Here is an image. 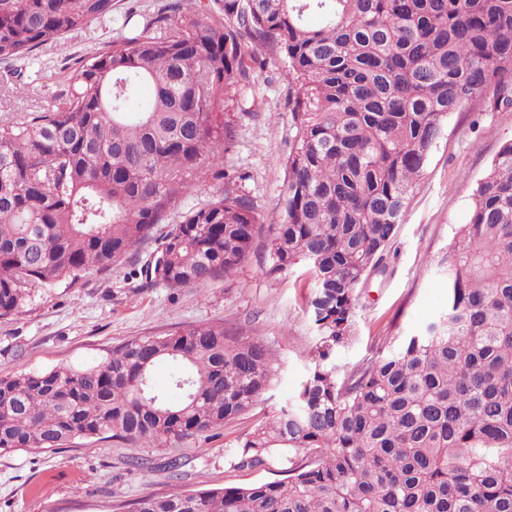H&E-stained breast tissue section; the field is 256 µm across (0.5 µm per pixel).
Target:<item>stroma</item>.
<instances>
[{
	"label": "stroma",
	"instance_id": "35a3bbf8",
	"mask_svg": "<svg viewBox=\"0 0 512 512\" xmlns=\"http://www.w3.org/2000/svg\"><path fill=\"white\" fill-rule=\"evenodd\" d=\"M170 0H113L111 18L40 49L25 61H0V122H19L56 103L67 87V68L93 56L134 22L156 15ZM29 91L9 93L13 72ZM284 65L268 59L255 83L253 111L238 113L236 138L224 163L241 174L240 188L267 221L278 219L288 141L292 135ZM512 140V111L485 98L449 120L433 150L403 224L398 225L384 266L361 290L356 339L336 362L351 366L374 355L393 336L421 330L446 306V282L433 260L445 252L455 228L466 223L471 194L501 145ZM224 189L211 181L170 211L151 236L106 273L88 274L32 293L22 312L0 318V375L47 371L100 361L133 336L160 335L189 323H221L257 337L280 366L263 400L234 421L201 436L155 448L114 438L81 439L52 453L17 450L0 455V512H124L132 499L166 493L174 486L197 490L244 486L274 479L265 470L233 468L228 455L236 439L285 405L303 378L302 352L312 338L307 314L313 288L305 268L272 280L264 273L265 240H256L245 263L203 287L148 284L138 274L163 235L185 212L208 204ZM143 457L150 468L131 466ZM176 463L172 481L167 463Z\"/></svg>",
	"mask_w": 512,
	"mask_h": 512
}]
</instances>
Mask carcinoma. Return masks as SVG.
Here are the masks:
<instances>
[{
  "mask_svg": "<svg viewBox=\"0 0 512 512\" xmlns=\"http://www.w3.org/2000/svg\"><path fill=\"white\" fill-rule=\"evenodd\" d=\"M214 5L181 24L174 0L74 62L53 108L0 122V318L37 288L112 270L222 179L224 193L186 213L141 275L199 288L265 236L268 277L310 272L313 363L230 455L281 478L145 494L130 512H512V140L434 259L447 307L377 356L336 364L451 115L489 92L512 106V0ZM110 13L112 0H0V60ZM270 52L287 68L293 136L280 219L263 224L224 155ZM278 372L258 338L204 323L131 338L95 364L0 376V453L201 436L253 409Z\"/></svg>",
  "mask_w": 512,
  "mask_h": 512,
  "instance_id": "obj_1",
  "label": "carcinoma"
}]
</instances>
